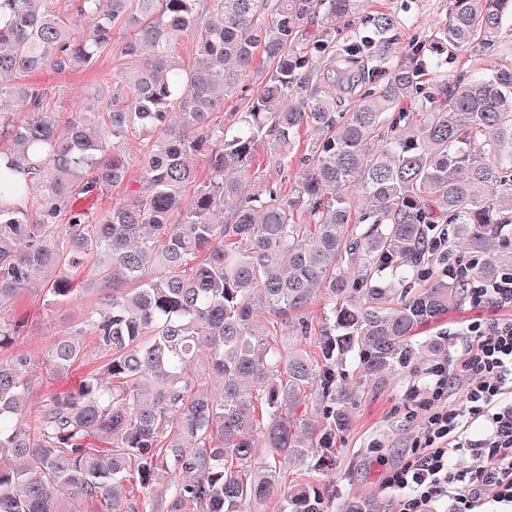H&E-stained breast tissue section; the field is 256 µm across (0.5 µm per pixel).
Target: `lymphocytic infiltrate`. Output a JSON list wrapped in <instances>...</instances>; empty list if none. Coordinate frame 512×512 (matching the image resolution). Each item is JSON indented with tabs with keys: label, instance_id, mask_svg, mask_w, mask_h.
<instances>
[{
	"label": "lymphocytic infiltrate",
	"instance_id": "lymphocytic-infiltrate-1",
	"mask_svg": "<svg viewBox=\"0 0 512 512\" xmlns=\"http://www.w3.org/2000/svg\"><path fill=\"white\" fill-rule=\"evenodd\" d=\"M454 389L461 402L430 413L416 458L385 476L393 512H512V318L468 324L431 398Z\"/></svg>",
	"mask_w": 512,
	"mask_h": 512
}]
</instances>
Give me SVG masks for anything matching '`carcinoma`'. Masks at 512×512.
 <instances>
[{"label":"carcinoma","mask_w":512,"mask_h":512,"mask_svg":"<svg viewBox=\"0 0 512 512\" xmlns=\"http://www.w3.org/2000/svg\"><path fill=\"white\" fill-rule=\"evenodd\" d=\"M365 2L0 0V102L28 113L0 123V310L41 269L47 305L110 285L43 355L66 388L32 404L31 357L0 358V512H325L284 466L333 465L361 393L442 363L422 333L512 276V0H452L403 45L414 20ZM111 49L127 66L70 118L10 79ZM263 163L296 167L291 190L241 191ZM23 327L0 316V351ZM86 333L104 361L75 383ZM162 481L167 507L136 494Z\"/></svg>","instance_id":"carcinoma-1"}]
</instances>
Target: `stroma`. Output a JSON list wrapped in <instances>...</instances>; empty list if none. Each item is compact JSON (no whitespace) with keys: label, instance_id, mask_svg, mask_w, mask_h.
<instances>
[{"label":"stroma","instance_id":"stroma-1","mask_svg":"<svg viewBox=\"0 0 512 512\" xmlns=\"http://www.w3.org/2000/svg\"><path fill=\"white\" fill-rule=\"evenodd\" d=\"M117 64L115 55L107 52L88 69L61 75L48 72L40 75L39 80L50 87L51 102L57 110L72 115L81 111L93 81L111 72ZM99 301L98 292L91 291L74 301L47 306L35 287L24 289L16 296L10 315L24 320L25 327L14 350L35 360L32 402H39L50 388L49 376L41 362L43 352L55 340L75 335L87 310L98 307ZM511 316L512 311L470 301L461 311L434 324L429 333L446 338L450 354L455 355L461 349L469 323ZM431 379L430 370L423 367L418 372L387 379L360 396L352 410L348 430L336 439L335 467L316 476L327 493V512H340L342 502L353 496L370 499L375 512H391V498L383 488V478L389 469L412 459L420 446L421 427L427 413L412 394L428 387Z\"/></svg>","mask_w":512,"mask_h":512}]
</instances>
